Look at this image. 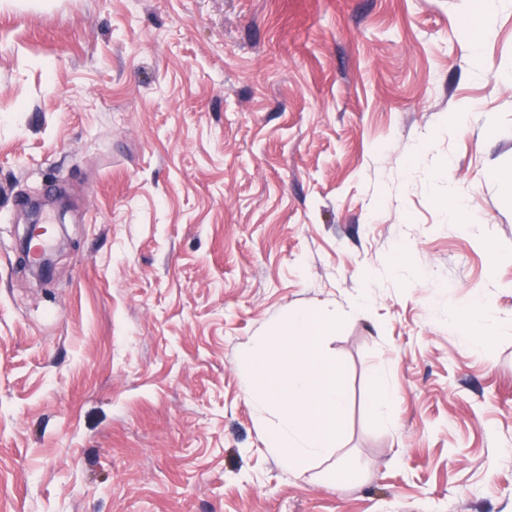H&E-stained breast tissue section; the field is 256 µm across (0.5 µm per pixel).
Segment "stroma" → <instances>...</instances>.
<instances>
[{
    "label": "stroma",
    "instance_id": "obj_1",
    "mask_svg": "<svg viewBox=\"0 0 512 512\" xmlns=\"http://www.w3.org/2000/svg\"><path fill=\"white\" fill-rule=\"evenodd\" d=\"M480 8L0 0V512H512V0L474 56ZM296 308L341 318L347 395L300 476L238 363ZM51 226H55L57 228L56 233L51 234L49 237L51 242L49 244H43L33 261L29 260L30 267L37 269L43 277H48L56 263L57 253L59 249V237H58V227L59 224H51ZM496 321L494 309L486 303L478 302L461 331L464 342L471 346L484 345L488 337L487 332ZM397 395L394 389L387 384L381 374L376 378V389L371 394L370 403L377 414L383 420L390 418L396 403Z\"/></svg>",
    "mask_w": 512,
    "mask_h": 512
}]
</instances>
